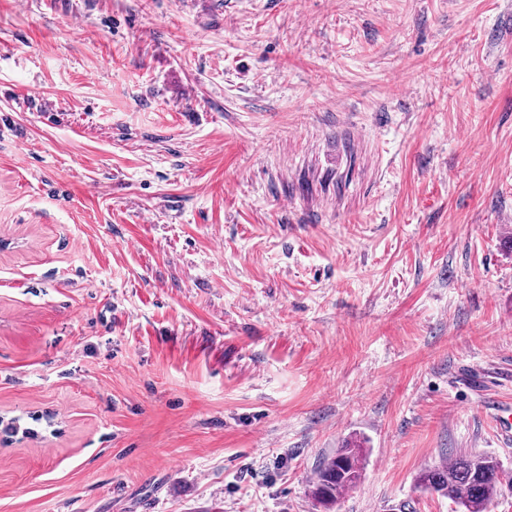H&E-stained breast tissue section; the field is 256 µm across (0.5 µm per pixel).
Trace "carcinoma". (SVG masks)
Instances as JSON below:
<instances>
[{
  "mask_svg": "<svg viewBox=\"0 0 512 512\" xmlns=\"http://www.w3.org/2000/svg\"><path fill=\"white\" fill-rule=\"evenodd\" d=\"M365 448L351 440L316 470L311 498L325 510L333 508L363 475ZM499 460L487 454H460L446 464L426 467L417 476L419 487L436 492L456 506L455 512H489L501 483Z\"/></svg>",
  "mask_w": 512,
  "mask_h": 512,
  "instance_id": "obj_1",
  "label": "carcinoma"
}]
</instances>
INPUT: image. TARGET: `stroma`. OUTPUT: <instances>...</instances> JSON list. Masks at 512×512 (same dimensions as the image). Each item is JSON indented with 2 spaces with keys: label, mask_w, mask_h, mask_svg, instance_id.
<instances>
[{
  "label": "stroma",
  "mask_w": 512,
  "mask_h": 512,
  "mask_svg": "<svg viewBox=\"0 0 512 512\" xmlns=\"http://www.w3.org/2000/svg\"><path fill=\"white\" fill-rule=\"evenodd\" d=\"M512 0H0V512H512ZM365 457L361 441H348L316 470L309 489L311 498L325 511H331L345 493L360 483ZM502 467L487 454H460L448 464L426 467L417 476L422 490L439 493L455 512H489L501 483Z\"/></svg>",
  "instance_id": "1"
}]
</instances>
